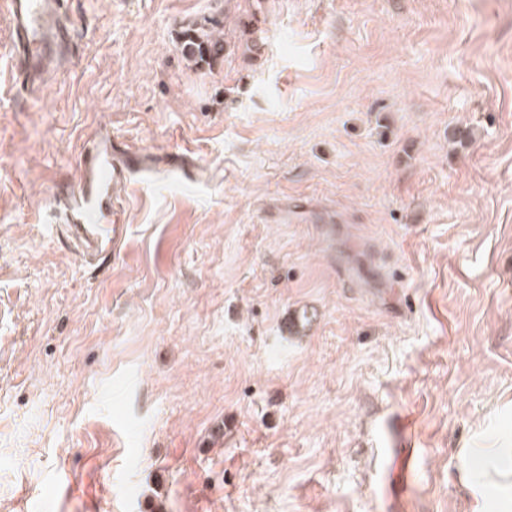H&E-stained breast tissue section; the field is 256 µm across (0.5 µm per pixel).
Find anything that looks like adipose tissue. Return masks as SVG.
Returning <instances> with one entry per match:
<instances>
[{
    "mask_svg": "<svg viewBox=\"0 0 512 512\" xmlns=\"http://www.w3.org/2000/svg\"><path fill=\"white\" fill-rule=\"evenodd\" d=\"M460 468L479 479L473 490L474 512H492L485 494L491 486L499 489L502 502H512V445L470 450L461 456Z\"/></svg>",
    "mask_w": 512,
    "mask_h": 512,
    "instance_id": "1",
    "label": "adipose tissue"
}]
</instances>
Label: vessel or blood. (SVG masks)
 <instances>
[{
	"mask_svg": "<svg viewBox=\"0 0 512 512\" xmlns=\"http://www.w3.org/2000/svg\"><path fill=\"white\" fill-rule=\"evenodd\" d=\"M11 25V67L24 94L40 100L48 75L76 50V27L68 0H0ZM78 181L67 179L52 188L64 233L87 265L103 267L119 253L128 233L109 222L118 193L137 168L135 155L119 152L110 134L94 137L82 152Z\"/></svg>",
	"mask_w": 512,
	"mask_h": 512,
	"instance_id": "1",
	"label": "vessel or blood"
}]
</instances>
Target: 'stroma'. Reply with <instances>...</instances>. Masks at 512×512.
Listing matches in <instances>:
<instances>
[{
    "instance_id": "obj_1",
    "label": "stroma",
    "mask_w": 512,
    "mask_h": 512,
    "mask_svg": "<svg viewBox=\"0 0 512 512\" xmlns=\"http://www.w3.org/2000/svg\"><path fill=\"white\" fill-rule=\"evenodd\" d=\"M71 9L35 103L0 12V512H473L461 449L512 438V0ZM102 126L145 167L95 270L50 190ZM222 30L219 23L206 19L204 24L186 29L179 46L183 59L196 68L202 64L210 66L211 62L222 58L227 47Z\"/></svg>"
}]
</instances>
